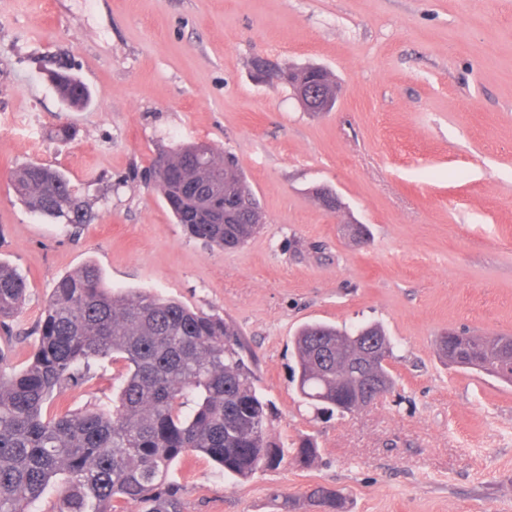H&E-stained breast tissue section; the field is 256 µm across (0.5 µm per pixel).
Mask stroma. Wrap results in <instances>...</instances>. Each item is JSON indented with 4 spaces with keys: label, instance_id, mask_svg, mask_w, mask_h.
I'll return each mask as SVG.
<instances>
[{
    "label": "stroma",
    "instance_id": "1",
    "mask_svg": "<svg viewBox=\"0 0 512 512\" xmlns=\"http://www.w3.org/2000/svg\"><path fill=\"white\" fill-rule=\"evenodd\" d=\"M259 59L325 68L342 88L334 109L258 82ZM63 67L90 88L87 107L49 83ZM181 143L237 156L265 218L244 246L189 238L148 183L155 155ZM30 162L75 185L81 228L20 203L10 172ZM319 185L343 208L323 209ZM0 261L27 278L0 336L12 366L56 281L89 262L106 287L238 328L271 437L312 438L318 456L245 482L179 462L183 512H315L319 484L345 512H512V383L439 351L451 330L512 336V0H0ZM312 322L380 323L393 390L318 414L293 379L294 336ZM121 373L101 362L55 401L109 404Z\"/></svg>",
    "mask_w": 512,
    "mask_h": 512
}]
</instances>
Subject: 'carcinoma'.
Wrapping results in <instances>:
<instances>
[{"label":"carcinoma","instance_id":"cac0c4a2","mask_svg":"<svg viewBox=\"0 0 512 512\" xmlns=\"http://www.w3.org/2000/svg\"><path fill=\"white\" fill-rule=\"evenodd\" d=\"M56 91L69 108L90 98L85 85L60 82ZM200 144L165 152L182 181L156 173L149 178L176 223L209 248L245 245L258 224H199L197 205L182 196V183L214 179L224 199L241 213L258 206L233 154L217 157ZM13 189L32 213L75 226L86 213L75 186L61 171L40 163L13 170ZM27 283L0 262V326L22 308ZM33 348L19 369L0 365V512H182L170 480L172 465L189 455L213 462L226 477L247 480L281 465L288 449L271 440L267 405L256 391L254 370L240 350L239 334L224 319L147 291L115 293L103 286L98 267L87 264L61 277L36 324ZM376 341V376L393 384L386 362L393 346L384 329L367 323L354 330L325 323L303 326L295 336L297 384L312 405L344 415L357 411L352 390L358 341ZM439 350L448 364L512 382V336L444 335ZM102 359L121 365L125 377L112 408L49 412L54 391L86 378ZM310 501L340 512L342 494L313 488Z\"/></svg>","mask_w":512,"mask_h":512}]
</instances>
